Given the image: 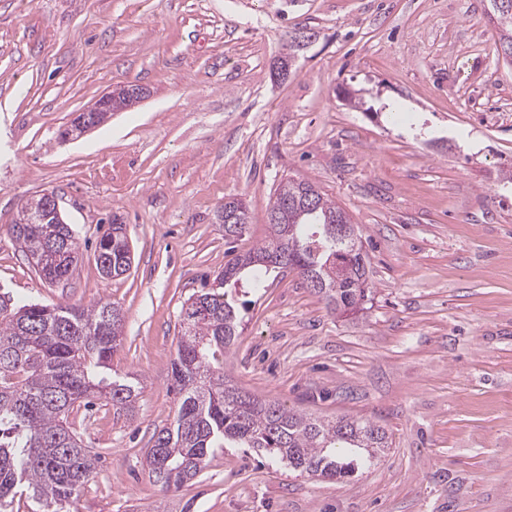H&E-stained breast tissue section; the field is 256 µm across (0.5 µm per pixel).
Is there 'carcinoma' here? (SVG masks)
Returning <instances> with one entry per match:
<instances>
[{
  "label": "carcinoma",
  "instance_id": "1",
  "mask_svg": "<svg viewBox=\"0 0 512 512\" xmlns=\"http://www.w3.org/2000/svg\"><path fill=\"white\" fill-rule=\"evenodd\" d=\"M490 19L501 28L497 53L512 54V0H491ZM41 198L21 205L24 223L7 225L10 241L28 259L65 250L51 280L73 273L80 245L69 224H32ZM346 212L312 184L287 179L275 189L269 235L259 246L230 259L215 277L218 286L246 277L262 288L271 269L293 268L341 314L355 312L368 298L367 255L358 238L336 236L333 225ZM224 237L242 235L248 205L230 197L217 210ZM97 267L106 279L127 273L131 253L122 224L101 236ZM112 273L105 272V266ZM182 334L172 367L178 396L173 423L154 434L146 453L153 483L163 493L181 487L207 465L210 449L234 443L265 452L272 460L310 477L340 480L373 463L390 447L384 427L351 417L324 419L293 412L229 384L217 370L239 336L237 313L225 294L203 289L180 311ZM124 316L112 302L90 307L61 303H14L0 295V512H12L25 496L47 512L71 506L93 481L98 454L85 445L69 417L101 403L131 412L140 388L108 373L121 344Z\"/></svg>",
  "mask_w": 512,
  "mask_h": 512
}]
</instances>
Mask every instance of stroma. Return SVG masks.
<instances>
[{"instance_id":"stroma-1","label":"stroma","mask_w":512,"mask_h":512,"mask_svg":"<svg viewBox=\"0 0 512 512\" xmlns=\"http://www.w3.org/2000/svg\"><path fill=\"white\" fill-rule=\"evenodd\" d=\"M489 0H0V292L17 301L117 303L113 372L133 412L72 421L99 455L77 512H512V63ZM292 75L273 62L299 29ZM144 88L104 125L61 139L75 113ZM361 98V107L350 97ZM285 179L348 214L371 295L342 315L294 270L230 288L236 387L288 409L370 419L390 448L343 480L224 447L160 493L145 467L174 419L181 306L268 235ZM54 193L82 259L46 284L4 227ZM245 198L224 240L216 212ZM124 225L129 271L95 247ZM219 224H224V237L241 236L248 223V205L242 197H230L217 210ZM232 217L230 224L226 220Z\"/></svg>"}]
</instances>
